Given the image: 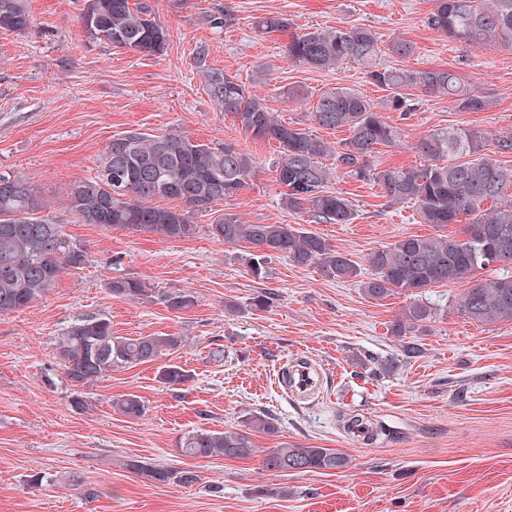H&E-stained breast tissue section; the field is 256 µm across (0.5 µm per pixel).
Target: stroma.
I'll list each match as a JSON object with an SVG mask.
<instances>
[{
  "label": "stroma",
  "instance_id": "35a3bbf8",
  "mask_svg": "<svg viewBox=\"0 0 512 512\" xmlns=\"http://www.w3.org/2000/svg\"><path fill=\"white\" fill-rule=\"evenodd\" d=\"M150 2L170 33L162 55L86 42L84 0H28L31 27L0 31V172L30 177L51 216L90 253L44 300L0 314V512H512V322L458 314L466 282L429 289L422 300L437 316L419 338L420 356L409 359L390 327L410 296L376 302L358 282L282 258L269 262L266 278L253 277L240 260L247 245L225 246L207 224L225 214L248 224H301L359 263L375 248L435 229L409 204H389L380 186L341 171L330 186L354 204L353 223L317 224L287 208L273 173L277 144L254 141L218 109L192 58L196 46L207 45L209 63L245 82L282 121L332 143L345 131L310 117L322 93L351 86L383 106L385 91L356 63L319 71L289 60L288 35L257 32L255 18H287L296 32L365 26L384 41L405 37L416 47L413 67L454 70L489 97L482 112L420 92L409 112L386 110L402 139L376 154L384 168L418 163L414 142L439 128L482 129L490 152L498 137L512 135V49L448 42L425 23L432 0ZM218 5L234 16L220 31L207 21ZM128 130L233 142L255 166L236 195L199 213L202 229L189 239L81 223L66 208V190L93 177L109 142ZM118 276L193 293L198 303L173 311L159 301L112 297L106 284ZM264 292L269 307L252 310V298ZM91 315L107 316L118 336L181 337L174 359L191 381L171 389L157 381L154 365L118 369L87 386V410L74 409L56 344ZM303 362L319 375L308 396L282 381L283 371ZM384 362L392 370L376 373ZM125 394L146 401L142 418L113 407ZM255 412L278 423L276 434L254 435L257 455H179L188 432L229 430ZM345 413L373 423L372 443L343 429ZM282 442L331 448L348 464L308 473L263 469L260 451ZM131 459L190 470L197 480L151 481L127 468ZM36 473L49 481L29 487Z\"/></svg>",
  "mask_w": 512,
  "mask_h": 512
}]
</instances>
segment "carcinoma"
<instances>
[{"mask_svg": "<svg viewBox=\"0 0 512 512\" xmlns=\"http://www.w3.org/2000/svg\"><path fill=\"white\" fill-rule=\"evenodd\" d=\"M80 20L86 37L145 56L166 52L169 31L154 16L149 0H86ZM31 23L28 0H0V31L21 33ZM428 26L450 42L469 47L512 46V0H434ZM258 29L288 32V19L261 17ZM412 41L397 37L382 44L365 27L309 28L290 35L288 59L316 70L348 61L367 66L368 82L388 92L386 107L410 110L412 91L448 96L464 112L488 109V96L468 89L447 68L418 69L382 66L389 54L406 60L413 56ZM209 50L199 45L193 63L217 107L231 115L256 140L275 141L280 156L276 182L283 203L306 209L316 224H351L352 202L331 190L330 169L322 160L381 187L391 204L410 203L421 223L444 229L460 225L459 236L411 235L368 253L369 275L361 281L364 295L382 301L396 292L419 296L427 289L456 281L468 288L456 305L458 313L482 323L512 321V274L491 278L483 273L499 263L498 255L512 257V169L484 153L485 133L476 128L450 126L422 137L415 150L421 162L412 166L380 168L373 156L380 146L400 142L399 127L386 122L363 91L336 87L321 95L312 118L324 129L349 133L343 143L331 142L279 120L266 100L226 71L207 64ZM100 173L66 191L67 209L84 224L130 229L185 240L199 233L192 216L244 188L254 168L252 157L233 143L212 147L188 135H151L138 130L116 135L105 149ZM50 202L21 172H0V314L18 311L43 300L60 276L89 262L86 246L69 238L63 226L49 218ZM468 217L462 223L460 217ZM211 235L226 246L251 245L246 257L252 276H266L265 264L286 258L299 265L315 264L329 279L351 280L363 275L361 265L338 251L321 235L294 224H246L228 214L207 225ZM112 296L142 301L157 298L167 308L184 311L197 298L184 291L155 295L141 279L114 277L107 283ZM435 312L414 301L391 325L403 354L420 353L415 336L423 332ZM182 344L179 336H115L111 321L101 315L82 318L64 332L56 358L73 390L72 406L88 407L82 388L117 369L158 363V381L168 387L184 386L190 371L169 360ZM115 407L130 419L148 410L145 400L126 394ZM273 434L277 423L270 414L246 418V429L221 432L194 430L179 444V454L194 459L222 456L233 460L256 453L252 433ZM348 459L330 449L282 443L269 448L263 466L277 472L305 473L346 467ZM127 468L165 482L169 470L139 460Z\"/></svg>", "mask_w": 512, "mask_h": 512, "instance_id": "cac0c4a2", "label": "carcinoma"}]
</instances>
